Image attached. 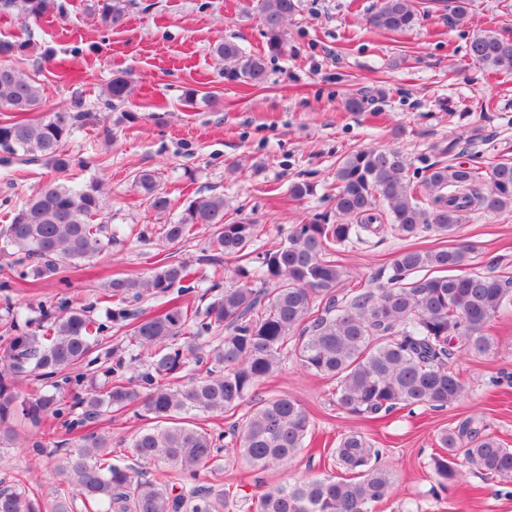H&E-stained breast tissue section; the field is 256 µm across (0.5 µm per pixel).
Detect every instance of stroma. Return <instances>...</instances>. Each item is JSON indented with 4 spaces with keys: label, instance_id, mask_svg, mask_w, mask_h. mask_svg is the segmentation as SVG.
<instances>
[{
    "label": "stroma",
    "instance_id": "35a3bbf8",
    "mask_svg": "<svg viewBox=\"0 0 512 512\" xmlns=\"http://www.w3.org/2000/svg\"><path fill=\"white\" fill-rule=\"evenodd\" d=\"M376 0H301L285 28V49L268 56V79L253 88L233 78L211 53L221 38H236L250 54H265L266 39L243 0H128L125 22L103 28L94 0H53L40 19L20 10L0 11V37L30 42L14 66L35 79L41 113L70 112L82 104L91 114L66 142L67 153L84 164L67 173L45 163L0 164V227L21 202L55 181H103L105 219L125 234L109 251L51 277L23 283L11 299L26 318L38 320L39 305L70 297L89 306L103 326L94 349L96 365L112 363L126 345L125 330L113 323L115 302L101 301L102 286L115 277H142L164 262H187L198 278L210 277L207 229L169 244L154 227L166 216L150 211L134 178L151 170L177 216L195 196L220 194L229 213L253 218L260 240L328 211L339 159L354 148L401 150L413 166L434 162L432 146L481 133L486 161L512 151V74L499 73L469 56L473 35L492 30L512 37V0H472L464 22L452 19L453 0H421L420 24L404 33L371 28L366 18ZM125 70L135 84L129 103L106 107L113 71ZM369 95L366 111L348 112L344 100ZM308 181L314 193L301 200L288 187ZM475 248L471 270L490 261L512 271V212L470 213L458 235L423 233L404 237L387 230L336 253L347 270L342 291L370 287V278L407 248H448L458 241ZM494 348L483 354L456 351L452 367L467 385L465 396L444 409H401L376 421H359L339 410L333 383L292 360L264 379L254 398L287 394L310 412L305 447L287 463L265 470L225 451L200 471L199 481L229 491L230 512H249L248 496L296 480L337 475L325 449L343 434L357 432L382 451L394 492L377 512H397L407 501L419 512H512V480L487 479L473 466L463 482L441 487L431 466L440 430L471 416L484 417L491 433L512 448V388L491 386L512 376V311L497 317ZM150 422L134 408L108 413L91 424L109 439L112 456L129 459V446ZM14 448L0 454V482L31 470L36 489L56 484L51 459L34 461L32 442L61 441L63 428L21 427Z\"/></svg>",
    "mask_w": 512,
    "mask_h": 512
}]
</instances>
